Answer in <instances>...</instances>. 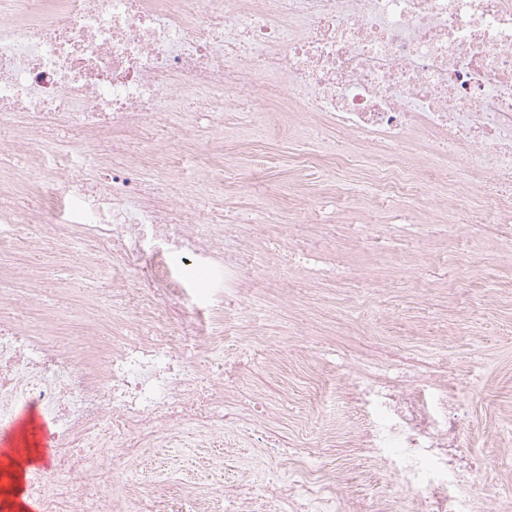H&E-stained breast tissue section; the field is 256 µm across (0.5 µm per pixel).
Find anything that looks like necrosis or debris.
Segmentation results:
<instances>
[{"label": "necrosis or debris", "instance_id": "4bbe7bcc", "mask_svg": "<svg viewBox=\"0 0 512 512\" xmlns=\"http://www.w3.org/2000/svg\"><path fill=\"white\" fill-rule=\"evenodd\" d=\"M269 97L320 120L333 163L375 170L386 201L421 196L417 209H372L371 223L388 227L380 242L435 208L464 212L466 195L490 211L472 219L473 235L512 240V0H0V157L19 158L0 160V187L30 202L21 213L0 202V247L36 224L44 241L81 249L84 266L96 261L82 248L89 239L115 265L109 287L88 289L76 311L85 342L64 348L55 325L20 317L41 286L9 288L0 273V427L32 405L55 429L53 466L28 482L42 512H151L133 477L101 496L105 472L89 459L119 448L134 460L142 441L187 430L229 443L266 416L265 395L243 408L224 393L255 369L277 372L281 351L256 337L225 366L238 329L198 335L172 267L207 254L239 272L240 224L275 223V205L207 223L205 198L174 184L156 200L145 175L168 172L175 137L222 168L217 146L175 119L188 99L220 130L252 105L253 126L267 131L280 124L261 105ZM50 128L80 136L50 145L53 161L30 177V151ZM81 152L88 163L74 166ZM98 167L111 178L90 181ZM429 172L447 177V198L430 194ZM74 198L90 202L94 223H58ZM147 236L159 242L149 254ZM341 394L367 410L358 448L397 482L398 498L372 512H490L471 481L478 461L459 450L446 367L376 357L351 365ZM274 492L291 512H362L312 472Z\"/></svg>", "mask_w": 512, "mask_h": 512}]
</instances>
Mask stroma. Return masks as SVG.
Returning a JSON list of instances; mask_svg holds the SVG:
<instances>
[{
    "mask_svg": "<svg viewBox=\"0 0 512 512\" xmlns=\"http://www.w3.org/2000/svg\"><path fill=\"white\" fill-rule=\"evenodd\" d=\"M224 167L233 176L227 188L215 190L225 214L265 199L277 203L280 221L263 228L262 242L242 255L250 290L241 314L243 330L260 326L269 345L284 350L278 375L257 374L261 388L274 394L273 418L252 440L212 447L197 439L194 449L145 448L141 479L147 498L168 503L175 512L179 499L217 498L226 486L256 492L301 463L318 469L326 480L345 487L365 507L380 496L394 495L393 477L367 480L347 463L358 451L336 444L327 447L321 430L328 422L344 426L337 398L343 380L334 357L344 351L372 357L390 351L406 358L455 363V392L461 403L459 445L478 458L476 485L493 501H512V261L507 242L471 237L467 225L448 223L442 237L421 227L425 251L399 241L389 251L366 244L350 245L347 225L332 227L322 243L323 274L291 259V229L298 222L295 199L321 205L325 196L342 192L347 211L361 213L372 201V181L364 169L343 172L333 167L320 140L288 137L270 130L247 139L241 130L225 129ZM42 277L61 282L66 292L44 298V311L70 310L88 276L75 253L42 259ZM175 270L189 295L223 294L221 305L201 308V328L224 324L225 304L235 293L225 290L224 275L210 261L176 263ZM372 272L393 279L390 291L377 295L341 288L350 273ZM292 283L295 293L284 300L268 279Z\"/></svg>",
    "mask_w": 512,
    "mask_h": 512,
    "instance_id": "1",
    "label": "stroma"
}]
</instances>
